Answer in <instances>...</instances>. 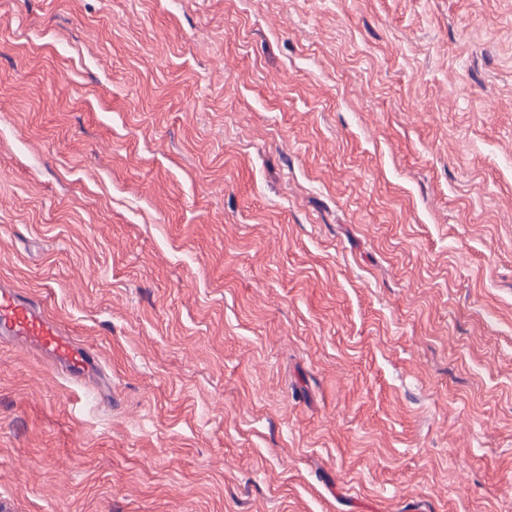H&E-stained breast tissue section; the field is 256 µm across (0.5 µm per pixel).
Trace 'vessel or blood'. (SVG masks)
Masks as SVG:
<instances>
[{
    "instance_id": "1",
    "label": "vessel or blood",
    "mask_w": 512,
    "mask_h": 512,
    "mask_svg": "<svg viewBox=\"0 0 512 512\" xmlns=\"http://www.w3.org/2000/svg\"><path fill=\"white\" fill-rule=\"evenodd\" d=\"M0 338L48 355L55 367L73 379L82 380L98 371L88 349L65 335L38 301L12 288L0 289Z\"/></svg>"
}]
</instances>
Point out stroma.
<instances>
[{
	"label": "stroma",
	"instance_id": "35a3bbf8",
	"mask_svg": "<svg viewBox=\"0 0 512 512\" xmlns=\"http://www.w3.org/2000/svg\"><path fill=\"white\" fill-rule=\"evenodd\" d=\"M7 512H512V0H0ZM0 337L48 355L52 364L75 380L97 375L91 352L66 336L57 320L47 315L35 299L14 288L0 289Z\"/></svg>",
	"mask_w": 512,
	"mask_h": 512
}]
</instances>
